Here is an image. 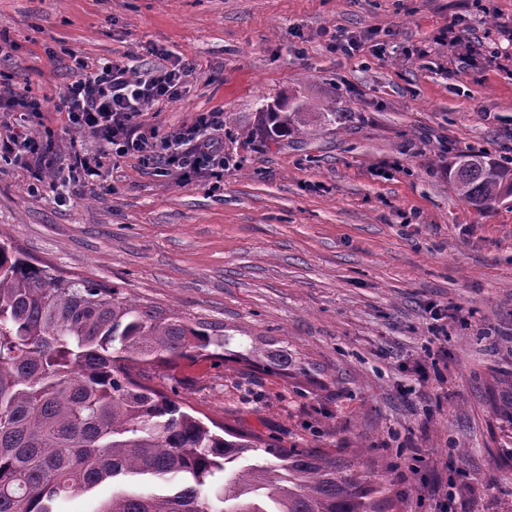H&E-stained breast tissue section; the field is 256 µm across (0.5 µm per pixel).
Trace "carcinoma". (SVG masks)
<instances>
[{
  "label": "carcinoma",
  "instance_id": "carcinoma-1",
  "mask_svg": "<svg viewBox=\"0 0 512 512\" xmlns=\"http://www.w3.org/2000/svg\"><path fill=\"white\" fill-rule=\"evenodd\" d=\"M309 131L301 106L263 103L244 135ZM448 181L486 210L512 192V168L463 153ZM228 343L210 322L63 278L0 237V512H57L108 479L112 498L93 512H389L386 470L360 469L351 449L209 426L144 383L179 360H222ZM243 360L288 374L286 349L253 343Z\"/></svg>",
  "mask_w": 512,
  "mask_h": 512
}]
</instances>
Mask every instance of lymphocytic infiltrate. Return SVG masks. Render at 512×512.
<instances>
[{"mask_svg":"<svg viewBox=\"0 0 512 512\" xmlns=\"http://www.w3.org/2000/svg\"><path fill=\"white\" fill-rule=\"evenodd\" d=\"M194 73V66L180 57L169 58L166 65L143 75L136 74L133 65L124 60L92 66L79 58L72 70L73 80L54 109L66 114L69 128L94 135L106 154H139L143 162L178 170L186 181L204 174L217 179L224 175L220 111L198 113L191 125L164 133L142 131L139 122L149 104L181 98ZM6 103L28 130L0 135V160L31 170L30 191H39L47 168H57L66 185L99 177L98 158L75 150L67 161H60L51 131L34 132L43 116L39 99L14 92Z\"/></svg>","mask_w":512,"mask_h":512,"instance_id":"obj_1","label":"lymphocytic infiltrate"}]
</instances>
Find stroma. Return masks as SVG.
Masks as SVG:
<instances>
[{
    "label": "stroma",
    "instance_id": "stroma-1",
    "mask_svg": "<svg viewBox=\"0 0 512 512\" xmlns=\"http://www.w3.org/2000/svg\"><path fill=\"white\" fill-rule=\"evenodd\" d=\"M340 30L357 52L328 50ZM0 34L17 45L0 83L43 100L58 155L103 160L36 193L0 161L1 235L59 275L223 326L224 362L170 370L200 418L390 466L392 512H512L492 487L512 476V204L477 210L448 181L472 150L512 161V59H484L512 41V0H0ZM153 46L196 78L142 128L222 110L221 182L104 156L54 112L75 58L148 68ZM289 95L336 123L242 138L259 99ZM256 337L296 368L248 371Z\"/></svg>",
    "mask_w": 512,
    "mask_h": 512
}]
</instances>
